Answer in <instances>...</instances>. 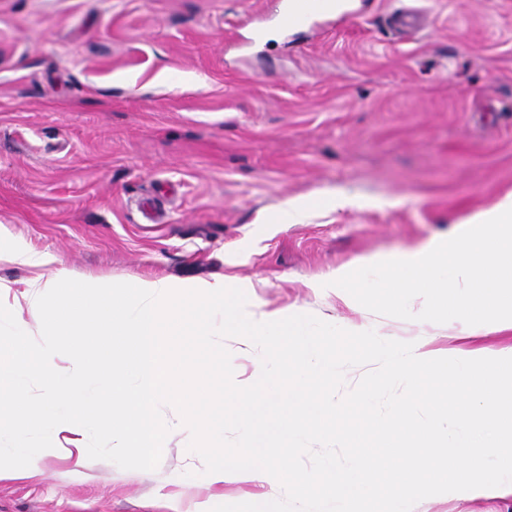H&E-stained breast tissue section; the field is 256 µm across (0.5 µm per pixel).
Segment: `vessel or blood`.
I'll return each instance as SVG.
<instances>
[{"label":"vessel or blood","instance_id":"vessel-or-blood-1","mask_svg":"<svg viewBox=\"0 0 512 512\" xmlns=\"http://www.w3.org/2000/svg\"><path fill=\"white\" fill-rule=\"evenodd\" d=\"M359 18V10L352 0H282L276 25L284 32L301 29L319 31L331 21L347 25Z\"/></svg>","mask_w":512,"mask_h":512}]
</instances>
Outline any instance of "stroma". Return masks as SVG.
Returning <instances> with one entry per match:
<instances>
[{
    "label": "stroma",
    "instance_id": "35a3bbf8",
    "mask_svg": "<svg viewBox=\"0 0 512 512\" xmlns=\"http://www.w3.org/2000/svg\"><path fill=\"white\" fill-rule=\"evenodd\" d=\"M362 2L355 26L274 32L257 53L237 35L277 0H0V234L79 279H225L384 339L442 332L355 312L326 283L512 194V0ZM407 8L423 27L401 40ZM291 200L306 221L277 223ZM188 442L149 472L38 459L35 477H0V512L252 501L208 486Z\"/></svg>",
    "mask_w": 512,
    "mask_h": 512
}]
</instances>
